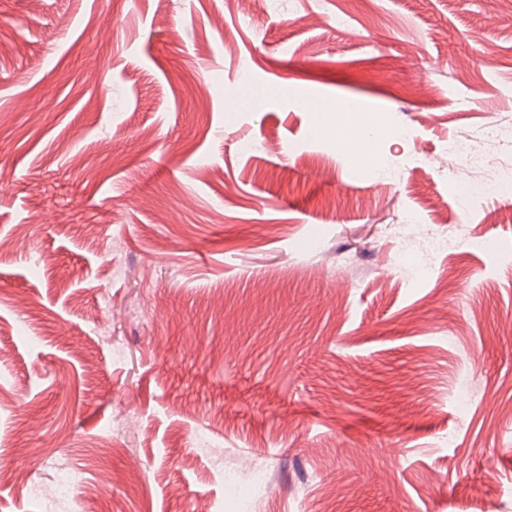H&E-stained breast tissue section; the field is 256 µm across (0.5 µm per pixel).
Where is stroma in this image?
Wrapping results in <instances>:
<instances>
[{"instance_id": "35a3bbf8", "label": "stroma", "mask_w": 512, "mask_h": 512, "mask_svg": "<svg viewBox=\"0 0 512 512\" xmlns=\"http://www.w3.org/2000/svg\"><path fill=\"white\" fill-rule=\"evenodd\" d=\"M491 121L512 0H0V466L88 512H512V215L432 165ZM412 216L455 238L421 279ZM82 475L80 471L62 467L57 471L55 480L51 486H43L35 482L28 483V493L32 497H72L79 495V506L82 504Z\"/></svg>"}]
</instances>
